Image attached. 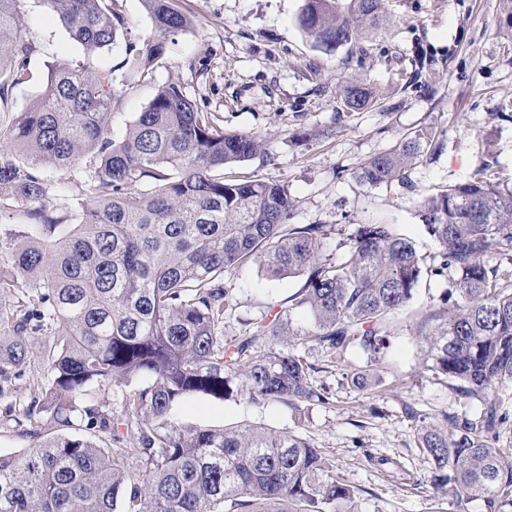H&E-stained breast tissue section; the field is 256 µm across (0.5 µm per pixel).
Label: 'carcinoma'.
Segmentation results:
<instances>
[{
    "label": "carcinoma",
    "mask_w": 512,
    "mask_h": 512,
    "mask_svg": "<svg viewBox=\"0 0 512 512\" xmlns=\"http://www.w3.org/2000/svg\"><path fill=\"white\" fill-rule=\"evenodd\" d=\"M19 2L0 0V105L32 79ZM44 2L89 56L111 50L125 26L119 0ZM142 2L155 34L130 44L139 76L164 54L166 35L191 27L170 0ZM336 2L304 0L297 17L329 50L391 24L385 0H350L344 13ZM115 72L84 61L53 70L34 103L0 127V212L30 206L35 231L15 251L0 240V293L16 295L0 305V398L16 379H45L42 403L13 418L37 439L34 450L0 455V512H350L355 488L301 434L179 426L170 413L196 395L326 403L313 366L285 338L308 337L331 359L353 345L379 361L389 316L409 308L420 285L415 244L393 224H359L344 261L320 256L335 225L292 223L296 201L281 184L225 178L224 167L256 155L260 140L225 133L177 83L158 86L114 141ZM338 93L339 122L373 102L357 81ZM435 137L431 128L406 134L364 159L353 180L408 186ZM43 168L79 174L80 223L51 205ZM420 217L442 248L434 275L452 276V289L419 335L432 370L482 410L420 428L419 447L433 485L461 512L474 496L486 512H512V186L456 181L424 198ZM496 254L507 262L490 264ZM249 262L272 278L306 277L291 302L310 312L308 328L278 312L224 335V274ZM35 337L47 346L42 374L27 351ZM142 376L149 382L123 395L118 416L102 410L96 395L112 379ZM39 413L75 433L41 438L25 428Z\"/></svg>",
    "instance_id": "carcinoma-1"
}]
</instances>
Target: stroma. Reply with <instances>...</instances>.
<instances>
[{
    "instance_id": "1",
    "label": "stroma",
    "mask_w": 512,
    "mask_h": 512,
    "mask_svg": "<svg viewBox=\"0 0 512 512\" xmlns=\"http://www.w3.org/2000/svg\"><path fill=\"white\" fill-rule=\"evenodd\" d=\"M191 21L188 31L169 36L167 50L148 77L129 82L112 112L110 130L121 139L147 106L157 86L175 82L199 107L219 113L227 132L257 135L261 148L233 167L241 179L284 185L297 201V224H332L323 254L346 256L357 225H395L425 258L411 311L392 319L388 348L368 363L355 347L327 360L316 342L300 352L314 365L313 384L327 403L292 407L254 404L234 396H205L174 404L172 420L203 429L243 423L302 434L323 449L334 471L357 489L356 512H457L451 496L431 483L432 463L418 446L420 425L444 415L480 413L479 401L462 397L446 376L427 368L418 343L419 314L441 305L447 278L431 275L441 249L424 231L419 204L448 184L480 174L512 185V0H387L389 32L333 51L318 47L296 24L303 0H171ZM123 35L110 51L89 58L126 75L128 46L154 33L142 0H122ZM20 17L33 50L30 83L15 88L0 122L24 111L45 89L51 70L84 58V50L42 0H21ZM435 57L421 87L404 88L418 50ZM359 81L372 88L373 107L337 121L343 104L337 85ZM430 127L438 140L431 156L409 174L405 187L370 188L351 174L367 157L394 146L407 133ZM225 319V335L247 321L289 313L307 328L309 316L290 298L304 277L268 279L258 263L236 269ZM367 369L374 383L352 385L350 373ZM42 390L20 381L0 401V454L21 455L33 446L8 414H21ZM417 412L409 419L407 409ZM388 465H378L379 457Z\"/></svg>"
}]
</instances>
